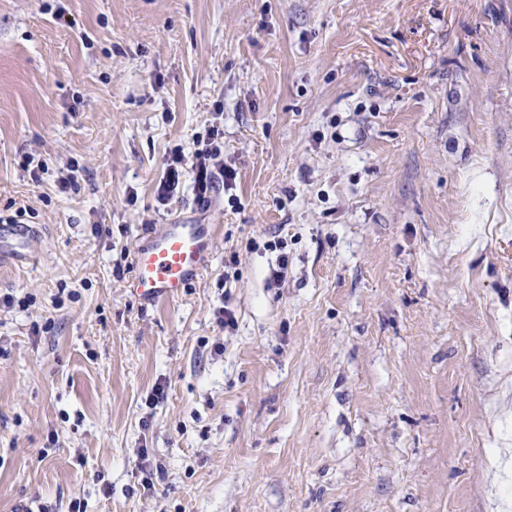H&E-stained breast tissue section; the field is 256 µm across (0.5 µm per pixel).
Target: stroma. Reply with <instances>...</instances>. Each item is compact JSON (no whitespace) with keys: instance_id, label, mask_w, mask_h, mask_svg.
<instances>
[{"instance_id":"1","label":"stroma","mask_w":512,"mask_h":512,"mask_svg":"<svg viewBox=\"0 0 512 512\" xmlns=\"http://www.w3.org/2000/svg\"><path fill=\"white\" fill-rule=\"evenodd\" d=\"M214 126L235 181L160 201ZM0 217V512L512 498V0H0ZM174 220L211 261L142 302ZM185 158L182 151L174 150L166 163V171L158 187V196L161 199H168L180 192L182 169ZM208 224H163L139 244L133 256L131 291L151 303L178 297L208 266L213 234ZM34 236L35 231L29 224H0V262L28 260Z\"/></svg>"}]
</instances>
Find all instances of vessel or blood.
Masks as SVG:
<instances>
[{
	"label": "vessel or blood",
	"mask_w": 512,
	"mask_h": 512,
	"mask_svg": "<svg viewBox=\"0 0 512 512\" xmlns=\"http://www.w3.org/2000/svg\"><path fill=\"white\" fill-rule=\"evenodd\" d=\"M35 232L27 224H0V262L28 260ZM214 237L209 226L175 221L139 244L133 256L131 291L151 303L178 297L207 267Z\"/></svg>",
	"instance_id": "obj_1"
}]
</instances>
